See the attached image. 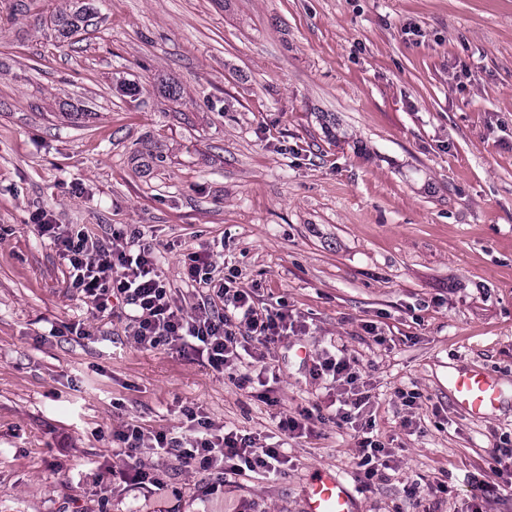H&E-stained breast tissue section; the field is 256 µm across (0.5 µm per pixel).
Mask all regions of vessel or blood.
Returning a JSON list of instances; mask_svg holds the SVG:
<instances>
[{
	"label": "vessel or blood",
	"mask_w": 512,
	"mask_h": 512,
	"mask_svg": "<svg viewBox=\"0 0 512 512\" xmlns=\"http://www.w3.org/2000/svg\"><path fill=\"white\" fill-rule=\"evenodd\" d=\"M448 383L455 406L470 417H487L501 403L498 380L483 370L455 369ZM304 512H354V497L345 479L334 471H321L305 492Z\"/></svg>",
	"instance_id": "obj_1"
}]
</instances>
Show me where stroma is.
Wrapping results in <instances>:
<instances>
[{
    "label": "stroma",
    "instance_id": "35a3bbf8",
    "mask_svg": "<svg viewBox=\"0 0 512 512\" xmlns=\"http://www.w3.org/2000/svg\"><path fill=\"white\" fill-rule=\"evenodd\" d=\"M0 0V512H304L320 469L356 512H512V0ZM96 239L139 230L175 305L213 251L305 329L238 386L190 348L135 344L121 308L71 286L30 222ZM354 359L391 450L362 488L355 432L313 380ZM494 374L474 419L448 386ZM414 392L405 406L401 393ZM312 430L280 427L302 410ZM282 444L286 465L211 491L209 471L114 432L184 434L189 413ZM494 486L474 500L472 479ZM79 5L72 13L56 14L54 24L58 32L64 35H70L79 29L81 24L86 26L92 25V20L95 18L93 3L95 0H77ZM455 406L472 418H485L499 407V381L477 368H457L448 376Z\"/></svg>",
    "mask_w": 512,
    "mask_h": 512
}]
</instances>
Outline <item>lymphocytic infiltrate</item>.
I'll use <instances>...</instances> for the list:
<instances>
[{
  "mask_svg": "<svg viewBox=\"0 0 512 512\" xmlns=\"http://www.w3.org/2000/svg\"><path fill=\"white\" fill-rule=\"evenodd\" d=\"M39 233L53 238L70 265L71 285L91 298L99 311H106L111 299L131 306L130 328L135 343L143 348L163 344L186 347L204 354L218 372H237L246 340L267 346L295 330L296 321L286 309H268L255 303L249 289L239 286L233 268H219L211 252L195 254L187 268L189 279L207 289L223 303V311L208 309L185 315L171 299L155 263L150 246L138 237L118 244L103 239L88 240L84 234L59 231L57 225L34 215ZM312 379L332 378L345 392L336 410V419L356 424L368 405L370 396L364 389L353 359L327 355L311 372ZM125 467L142 476L144 470L139 450L151 445L157 451L173 455L188 464L213 470L218 481L245 472L268 474L280 467L285 458L275 447L257 445L254 437L233 429L214 437L187 435L181 438L164 432L152 435L136 426H125L115 433Z\"/></svg>",
  "mask_w": 512,
  "mask_h": 512,
  "instance_id": "f902f5d3",
  "label": "lymphocytic infiltrate"
}]
</instances>
